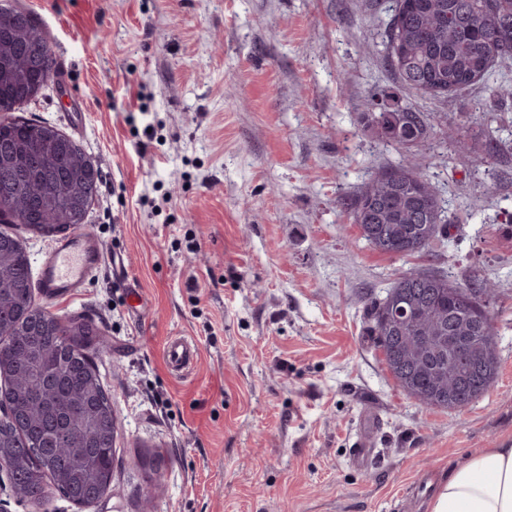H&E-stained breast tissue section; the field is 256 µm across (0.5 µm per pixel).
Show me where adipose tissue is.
I'll use <instances>...</instances> for the list:
<instances>
[{
    "label": "adipose tissue",
    "instance_id": "ef3b65f1",
    "mask_svg": "<svg viewBox=\"0 0 512 512\" xmlns=\"http://www.w3.org/2000/svg\"><path fill=\"white\" fill-rule=\"evenodd\" d=\"M429 512H512V443L486 449L449 469Z\"/></svg>",
    "mask_w": 512,
    "mask_h": 512
}]
</instances>
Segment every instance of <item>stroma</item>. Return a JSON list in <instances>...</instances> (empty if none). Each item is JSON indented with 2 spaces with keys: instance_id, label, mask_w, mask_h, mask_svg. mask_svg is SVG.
Listing matches in <instances>:
<instances>
[{
  "instance_id": "obj_1",
  "label": "stroma",
  "mask_w": 512,
  "mask_h": 512,
  "mask_svg": "<svg viewBox=\"0 0 512 512\" xmlns=\"http://www.w3.org/2000/svg\"><path fill=\"white\" fill-rule=\"evenodd\" d=\"M49 32L57 78L22 116L74 138L98 168L86 230L129 259L141 295L100 270L76 299L37 304L93 320L118 423L112 490L79 505L0 490V512H428L466 453L512 441V161L429 140L423 174L451 228L397 259L363 239L339 195L402 156L366 127L377 93L467 126L485 109L512 141V69L448 98L397 87L378 0H17ZM154 92L140 113V85ZM152 126L151 143L138 130ZM171 194L159 216L145 183ZM493 281L498 373L462 410L407 395L369 331L399 271ZM198 347L186 374L167 337ZM373 455L352 453L363 433Z\"/></svg>"
}]
</instances>
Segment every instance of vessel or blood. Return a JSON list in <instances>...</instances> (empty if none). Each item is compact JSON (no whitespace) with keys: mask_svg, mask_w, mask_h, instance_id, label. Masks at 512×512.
Listing matches in <instances>:
<instances>
[{"mask_svg":"<svg viewBox=\"0 0 512 512\" xmlns=\"http://www.w3.org/2000/svg\"><path fill=\"white\" fill-rule=\"evenodd\" d=\"M105 259L110 262L113 279L126 282V258L120 254L105 255L103 244L92 232L63 237L45 254L40 265L38 281L42 294L48 298L75 295ZM163 352L171 370L179 373L194 362L197 349L187 338L172 336L166 340Z\"/></svg>","mask_w":512,"mask_h":512,"instance_id":"obj_1","label":"vessel or blood"}]
</instances>
